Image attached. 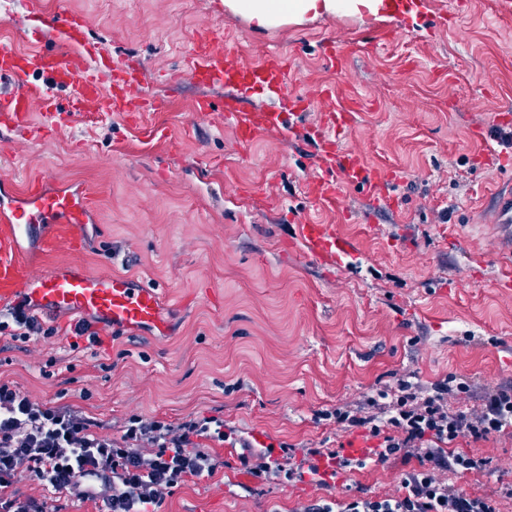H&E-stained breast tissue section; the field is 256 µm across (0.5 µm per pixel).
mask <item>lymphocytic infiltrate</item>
<instances>
[{
    "label": "lymphocytic infiltrate",
    "mask_w": 512,
    "mask_h": 512,
    "mask_svg": "<svg viewBox=\"0 0 512 512\" xmlns=\"http://www.w3.org/2000/svg\"><path fill=\"white\" fill-rule=\"evenodd\" d=\"M399 387L393 402L384 390L368 397L378 416L336 413L338 423L368 428L379 438L368 460L350 461L329 448L257 449L245 439L239 442L237 459L247 473L262 480L308 478L323 486L327 480L319 458L344 469H361L366 462L384 464L400 453L428 466L407 472L397 494L322 500L305 512H496L493 500L469 495L456 485V478L489 464L488 459L459 451L457 444L512 426V392L490 395L480 410L452 413L442 395L418 398L406 380ZM100 428L70 406L33 401L0 380V512H50V500L89 497L99 498L98 512H159L173 487L217 472L218 458L202 450L200 441L221 444L231 438L223 419L215 416L175 424L134 415L117 439ZM446 472L453 474V481L443 480ZM24 475L47 487L49 498L21 493L16 484Z\"/></svg>",
    "instance_id": "f902f5d3"
}]
</instances>
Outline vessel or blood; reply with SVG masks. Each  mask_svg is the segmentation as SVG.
<instances>
[{"instance_id": "obj_1", "label": "vessel or blood", "mask_w": 512, "mask_h": 512, "mask_svg": "<svg viewBox=\"0 0 512 512\" xmlns=\"http://www.w3.org/2000/svg\"><path fill=\"white\" fill-rule=\"evenodd\" d=\"M49 23L62 40L70 43L77 42L83 26L82 18L69 12L50 17ZM184 67L203 82L238 88V95L226 97L222 106L201 99L193 110L199 117L222 110L239 145H249L260 132L285 128V113L248 108L242 96L244 90L256 87L286 88L288 66L278 56H268L257 64L243 63L225 49L221 31L202 26L194 33V49ZM35 71L48 85L75 88L83 107L94 104L127 120L156 107L143 92L140 74L121 61L98 69L77 57L40 51L19 54L1 42L0 76L15 80L13 92L0 97V119L5 123L26 126L37 105L54 111L53 98L37 92L26 80ZM322 121L324 132L318 155L322 174L309 183V194L333 202L345 185L378 191L386 174L368 167L358 151L341 150L336 145L337 133L351 125L349 112L332 108L324 113ZM488 209L493 223L500 226L502 239L512 238V188L494 190ZM92 221L93 205L82 187L49 189L38 181L20 197L8 191L0 193V308L23 302L29 310L47 316L66 311L92 318L115 333L168 334L169 324L164 317L167 299L158 288L121 275H103L77 263L47 274L35 271V264L59 245L81 250ZM297 239L304 252L316 259L340 265L354 256L350 244L338 238L328 224L299 225Z\"/></svg>"}]
</instances>
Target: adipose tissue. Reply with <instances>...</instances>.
Masks as SVG:
<instances>
[{"label":"adipose tissue","instance_id":"ef3b65f1","mask_svg":"<svg viewBox=\"0 0 512 512\" xmlns=\"http://www.w3.org/2000/svg\"><path fill=\"white\" fill-rule=\"evenodd\" d=\"M393 7V0H224L225 10L243 16L257 29L343 15L383 19Z\"/></svg>","mask_w":512,"mask_h":512}]
</instances>
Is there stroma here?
<instances>
[{
  "instance_id": "obj_1",
  "label": "stroma",
  "mask_w": 512,
  "mask_h": 512,
  "mask_svg": "<svg viewBox=\"0 0 512 512\" xmlns=\"http://www.w3.org/2000/svg\"><path fill=\"white\" fill-rule=\"evenodd\" d=\"M84 17L70 45L46 26ZM223 31L248 63L276 52L288 91H249L251 106L289 112L285 129L239 147L222 112L196 118L227 88L185 74L193 33ZM0 42L31 53L122 58L159 107L126 121L97 108L69 109L75 91L53 87L62 122L42 130L0 123V177L14 191L43 176L89 190L96 222L83 251L60 247L39 271L81 263L167 296V336L100 332L74 340V319L29 341L0 336V379L33 400L65 404L120 436L132 415L178 423L216 416L225 429L297 448H341L378 438L338 424L336 409L367 417L377 390L411 380L418 397L447 380L449 412L480 409L512 390V247L502 248L484 209L492 182L512 165V10L506 0H420L387 20L323 18L255 31L221 0H0ZM331 101L319 100L321 87ZM353 113L341 148L391 173L372 205L344 188L333 203L308 195L321 174L320 115ZM333 225L359 252L336 265L308 257L299 224ZM486 470L458 478L469 494L512 512V428L463 439ZM400 459L351 471L342 488L266 483L223 468L181 483L160 512H298L322 498L396 494Z\"/></svg>"
}]
</instances>
